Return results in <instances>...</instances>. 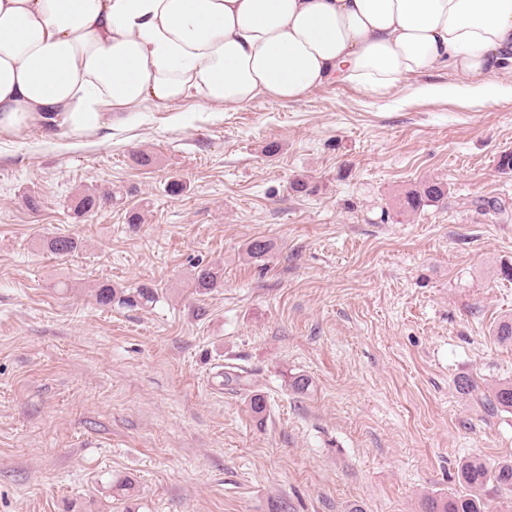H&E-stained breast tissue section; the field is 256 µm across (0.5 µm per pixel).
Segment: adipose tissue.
<instances>
[{"label":"adipose tissue","instance_id":"obj_1","mask_svg":"<svg viewBox=\"0 0 512 512\" xmlns=\"http://www.w3.org/2000/svg\"><path fill=\"white\" fill-rule=\"evenodd\" d=\"M510 63L512 0H0V130L289 102L333 81L378 93L439 66L465 82L428 94L485 104Z\"/></svg>","mask_w":512,"mask_h":512}]
</instances>
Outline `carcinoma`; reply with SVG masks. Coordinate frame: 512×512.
Listing matches in <instances>:
<instances>
[{
    "label": "carcinoma",
    "mask_w": 512,
    "mask_h": 512,
    "mask_svg": "<svg viewBox=\"0 0 512 512\" xmlns=\"http://www.w3.org/2000/svg\"><path fill=\"white\" fill-rule=\"evenodd\" d=\"M448 200V184L431 179L406 191L400 200L406 213H416L429 206H439ZM47 246L57 255H68L77 247V241L67 235L55 236ZM224 272L215 266L200 267L194 275V285L204 291L222 286ZM96 302L104 307L141 309L151 307L158 299L156 289L146 285L134 288L114 287L103 284L95 291ZM248 371L230 366L224 370V385L244 387L247 385ZM285 385L295 394L309 391L312 381L305 374H293L286 377ZM456 391L476 401L488 416L501 412H512V380L500 382L488 390L480 388L477 381L462 375L454 381ZM459 490L446 497H428L422 512H497L493 499L487 497V490L512 492V460H504L489 467L479 458H469L461 462L457 469Z\"/></svg>",
    "instance_id": "1"
}]
</instances>
